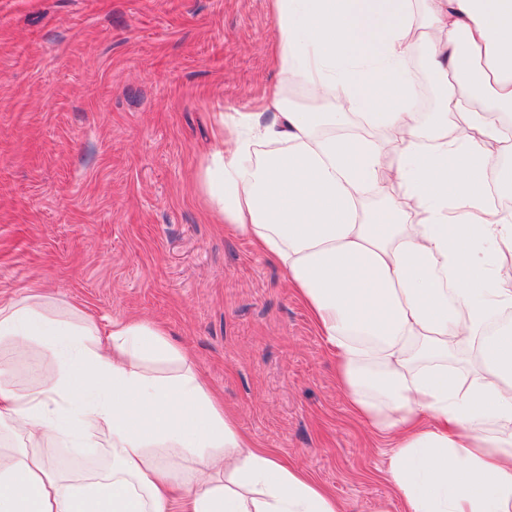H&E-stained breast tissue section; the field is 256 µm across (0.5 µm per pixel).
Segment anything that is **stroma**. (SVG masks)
<instances>
[{"mask_svg": "<svg viewBox=\"0 0 512 512\" xmlns=\"http://www.w3.org/2000/svg\"><path fill=\"white\" fill-rule=\"evenodd\" d=\"M273 25L270 0H0V294L163 324L244 433L345 512H403L306 308L198 188L217 113L280 80Z\"/></svg>", "mask_w": 512, "mask_h": 512, "instance_id": "obj_1", "label": "stroma"}]
</instances>
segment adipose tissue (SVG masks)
Masks as SVG:
<instances>
[{"label": "adipose tissue", "mask_w": 512, "mask_h": 512, "mask_svg": "<svg viewBox=\"0 0 512 512\" xmlns=\"http://www.w3.org/2000/svg\"><path fill=\"white\" fill-rule=\"evenodd\" d=\"M284 83L228 112L202 157L210 211L284 273L334 355L350 411L389 446L404 512H512V0H272ZM438 102L422 118L412 60ZM302 87L316 110L294 106ZM51 357L27 387L14 356ZM465 355L468 379L449 369ZM0 512H342L309 473L225 412L190 354L141 318L100 327L0 295ZM106 445L60 472L52 446Z\"/></svg>", "instance_id": "ef3b65f1"}]
</instances>
